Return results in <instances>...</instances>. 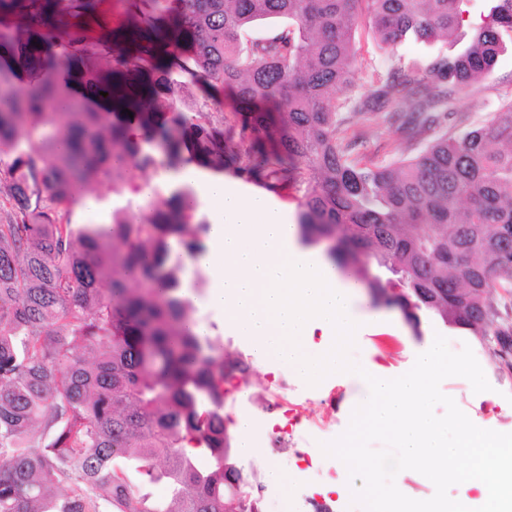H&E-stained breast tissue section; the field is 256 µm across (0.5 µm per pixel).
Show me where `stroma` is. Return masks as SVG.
Returning a JSON list of instances; mask_svg holds the SVG:
<instances>
[{"label":"stroma","mask_w":512,"mask_h":512,"mask_svg":"<svg viewBox=\"0 0 512 512\" xmlns=\"http://www.w3.org/2000/svg\"><path fill=\"white\" fill-rule=\"evenodd\" d=\"M356 48L360 66L354 76V89L358 92L394 64L408 67L416 62L424 65L429 60L428 50L411 42L393 47L380 45L364 24L356 31ZM506 100H512V46L499 56L488 78L454 93L451 109L463 126L484 125L491 119L494 107ZM348 132L363 136L356 149L359 157L375 163L394 159L400 137L395 129L385 125L368 129L356 119ZM182 279L199 321L207 323L225 349L250 367L248 381L234 378L224 385V420L229 423L236 414L246 413L257 425L259 454L244 456L237 449L229 451L235 470L253 479L256 512L279 510L281 491L265 476V463L270 459L276 460L289 476L293 512H349L350 496L338 492L348 483L347 468L337 458L326 456L320 445L345 431L354 407L363 398L360 385L338 377L310 386L287 368L264 360L225 329L223 314L208 307L207 288L194 286L195 270L184 269ZM438 335L447 339L452 351L470 346L490 385L489 391L476 393L466 379L450 377L442 382V392L454 399L472 423L512 433V371L498 369L476 339L445 325L434 315L421 313L420 323L415 326L407 322L402 312H395L389 327H365L350 355L373 372L395 378L409 371L414 357L432 345Z\"/></svg>","instance_id":"35a3bbf8"}]
</instances>
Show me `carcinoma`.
<instances>
[{
	"mask_svg": "<svg viewBox=\"0 0 512 512\" xmlns=\"http://www.w3.org/2000/svg\"><path fill=\"white\" fill-rule=\"evenodd\" d=\"M469 2L120 0L133 24L114 29L101 0H0V512H224L247 482L224 466V379L249 367L195 333L172 259V239L206 248L191 192L154 188L106 232L71 221L76 187L140 193L133 170L231 167L297 189L301 244L327 243L373 298L433 313L512 370V101L488 126H445L512 40V0L477 18ZM270 18L273 34L248 36ZM363 18L382 45L432 49L424 73L397 64L342 96ZM187 82L207 90L189 111ZM355 118L396 128L397 159L355 155ZM158 482L165 501L144 491Z\"/></svg>",
	"mask_w": 512,
	"mask_h": 512,
	"instance_id": "carcinoma-1",
	"label": "carcinoma"
}]
</instances>
